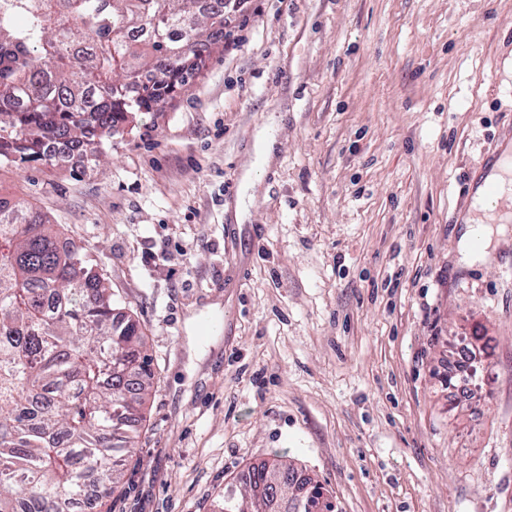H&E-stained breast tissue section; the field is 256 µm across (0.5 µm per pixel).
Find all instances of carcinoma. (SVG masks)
Wrapping results in <instances>:
<instances>
[{
  "label": "carcinoma",
  "instance_id": "obj_1",
  "mask_svg": "<svg viewBox=\"0 0 512 512\" xmlns=\"http://www.w3.org/2000/svg\"><path fill=\"white\" fill-rule=\"evenodd\" d=\"M226 0H0V164L51 160L66 143L97 162L138 113L155 112L224 50ZM42 210L0 193V512H78L118 489L135 451L151 359L83 248ZM280 469L282 485L268 483ZM224 487V512L324 487L281 455Z\"/></svg>",
  "mask_w": 512,
  "mask_h": 512
}]
</instances>
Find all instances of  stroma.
I'll return each instance as SVG.
<instances>
[{"mask_svg":"<svg viewBox=\"0 0 512 512\" xmlns=\"http://www.w3.org/2000/svg\"><path fill=\"white\" fill-rule=\"evenodd\" d=\"M228 29L104 161L0 166L144 333L111 512H218L276 452L339 512H512V223L460 248L512 146V0H248ZM465 335L485 380L458 415Z\"/></svg>","mask_w":512,"mask_h":512,"instance_id":"35a3bbf8","label":"stroma"}]
</instances>
